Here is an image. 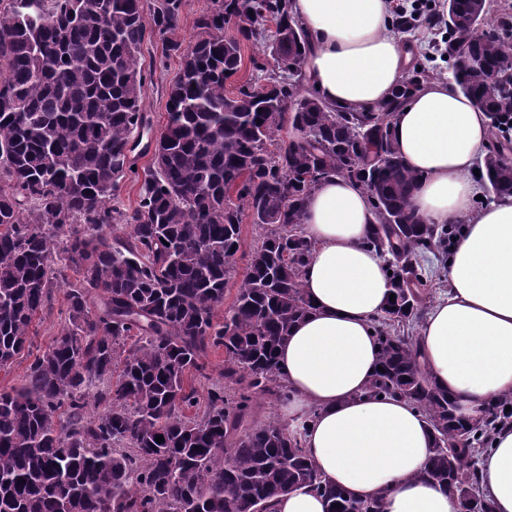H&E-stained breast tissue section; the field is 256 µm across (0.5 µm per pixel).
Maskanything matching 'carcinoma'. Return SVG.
<instances>
[{
	"instance_id": "cac0c4a2",
	"label": "carcinoma",
	"mask_w": 512,
	"mask_h": 512,
	"mask_svg": "<svg viewBox=\"0 0 512 512\" xmlns=\"http://www.w3.org/2000/svg\"><path fill=\"white\" fill-rule=\"evenodd\" d=\"M185 2L0 0L1 370L30 350L54 293L64 296L60 333L20 386L0 389V512H271L302 486L327 512H382L309 458L312 415L292 427L251 423L257 401L290 400L276 350L311 310L303 273L315 244L302 216L334 176L366 191L377 216L366 245L392 272L394 302L374 323L383 370L369 391L413 402L432 430L422 476L490 512L477 454L512 421V396L456 417L417 338L401 334L428 297L421 261L456 237L455 225L425 224L410 206L418 176L398 156L391 121L413 81L375 109L332 108L303 83L307 39L289 0H217L196 18L192 47L169 42L181 74L152 165L136 207L112 205L137 174L134 139L150 128L146 35L174 33ZM441 15L455 83L506 148L512 22L487 26L485 0H443ZM246 43L262 44L274 67L265 84L228 92ZM289 127L306 139L284 142ZM481 168L483 202L512 195V158L492 151ZM245 217L262 233L221 321ZM117 224L127 237L112 235ZM219 350L215 375L208 357Z\"/></svg>"
}]
</instances>
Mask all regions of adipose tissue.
<instances>
[{
  "mask_svg": "<svg viewBox=\"0 0 512 512\" xmlns=\"http://www.w3.org/2000/svg\"><path fill=\"white\" fill-rule=\"evenodd\" d=\"M308 51L303 74L329 106L369 110L388 102L411 56L394 31L398 0H291ZM404 164L418 174L410 205L427 224H457L448 292L426 313L421 361L463 411L478 414L512 395V196L480 206L475 169L490 145L485 112L452 82L416 91L394 113ZM376 222L366 193L339 177L308 198L302 230L316 249L303 284L313 311L277 350L293 413L314 410L304 448L326 477L354 497H382L383 512H460L440 486L419 479L432 446L423 415L368 385L379 347L371 324L392 288L365 240ZM491 512H512V426L497 428L478 461Z\"/></svg>",
  "mask_w": 512,
  "mask_h": 512,
  "instance_id": "adipose-tissue-1",
  "label": "adipose tissue"
}]
</instances>
